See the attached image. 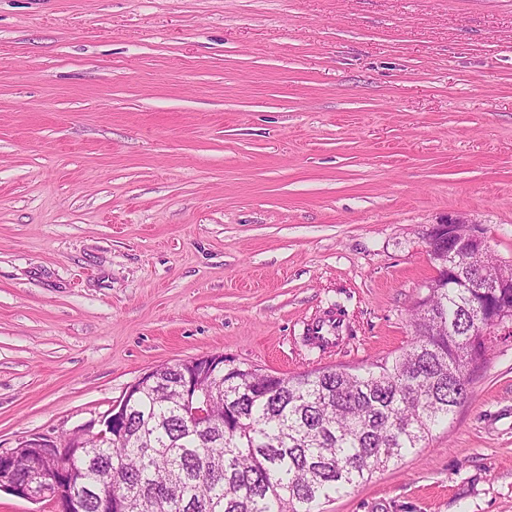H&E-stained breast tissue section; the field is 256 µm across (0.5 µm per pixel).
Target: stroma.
<instances>
[{
	"label": "stroma",
	"instance_id": "stroma-1",
	"mask_svg": "<svg viewBox=\"0 0 512 512\" xmlns=\"http://www.w3.org/2000/svg\"><path fill=\"white\" fill-rule=\"evenodd\" d=\"M451 213L512 264V0H0V452L162 364L394 355ZM322 509L512 512V342Z\"/></svg>",
	"mask_w": 512,
	"mask_h": 512
}]
</instances>
